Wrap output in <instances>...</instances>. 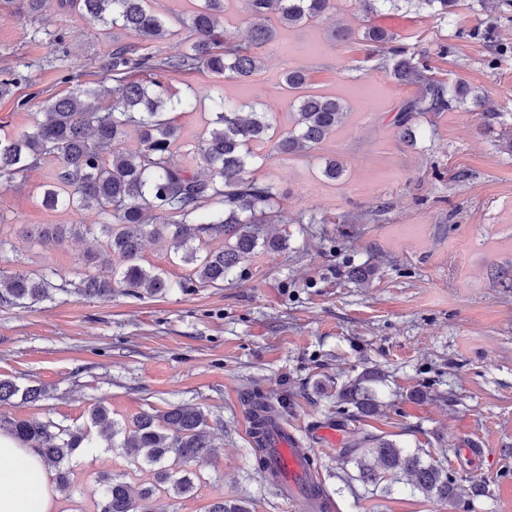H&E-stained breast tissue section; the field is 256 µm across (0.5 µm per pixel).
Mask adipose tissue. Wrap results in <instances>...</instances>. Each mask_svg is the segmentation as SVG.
I'll list each match as a JSON object with an SVG mask.
<instances>
[{"mask_svg":"<svg viewBox=\"0 0 512 512\" xmlns=\"http://www.w3.org/2000/svg\"><path fill=\"white\" fill-rule=\"evenodd\" d=\"M53 474L36 449L0 430V512H54Z\"/></svg>","mask_w":512,"mask_h":512,"instance_id":"ef3b65f1","label":"adipose tissue"}]
</instances>
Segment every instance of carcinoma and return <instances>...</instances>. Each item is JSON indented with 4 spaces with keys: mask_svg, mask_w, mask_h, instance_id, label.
Wrapping results in <instances>:
<instances>
[{
    "mask_svg": "<svg viewBox=\"0 0 512 512\" xmlns=\"http://www.w3.org/2000/svg\"><path fill=\"white\" fill-rule=\"evenodd\" d=\"M424 5L447 16L457 0H359L366 15L398 2ZM100 22L112 36V55L102 70L112 76V86L80 85L47 104L26 130L0 136V184L22 187L29 175L49 158L56 166L42 185L41 203L48 209L95 210L104 217L98 224H73L70 233L99 232L105 239L107 269L92 273L78 268L74 278L56 284L45 276L23 272L0 274V305L34 303L52 292L74 293L107 300L120 284L143 288L152 295L171 287L163 272L141 264L147 238L168 241L181 262L192 272L179 283L183 289L224 282L249 254L261 247L270 251L287 248L283 236L265 237L261 224L279 222V193L269 181L251 176L258 159L253 147L270 144L267 157L303 155L321 146L342 119L343 103L327 96L302 93L310 81L307 70L290 69L283 80L297 103V121L286 132L277 131L270 113L245 103L224 108V100L211 93L213 119L192 148L187 150L193 169L177 164L180 128L172 113L195 109L200 91L184 95L172 91L171 80L180 74L206 71L227 79L245 81L259 68L257 50L270 43L279 27L321 22L336 10L335 0H245L253 24L242 42L224 29V0H199L187 16L176 20L179 29L152 8V0H57ZM332 38L349 42L360 39L388 51L380 68L393 79L415 85L418 92L399 107L394 125L403 141L412 145L418 120L430 112H445L457 97L471 93L461 83L448 84L428 75V64L407 53L400 36L371 22L361 35L341 27ZM174 39L166 51L149 52L145 43ZM135 131L139 148L128 153L123 142ZM223 238L213 250L209 241ZM365 375L345 387L340 400L369 416L380 404L362 382ZM33 402L45 392L30 386L20 390L0 378V406L17 395ZM91 428H63L51 420L0 417L20 441L31 443L50 469L56 488L69 489L75 452L80 448L106 447L120 452L132 464L156 472L157 485L135 489L120 476L104 481L99 512H152L149 500L163 489L188 494L193 488L192 467L211 456L209 423L203 411L173 405L161 412H142L134 428L124 435L110 411L94 404L89 410ZM123 439H118V435ZM370 447L353 445L339 455L353 461L359 479L377 485L400 473L413 477V486L426 497L442 501L456 495L455 484L442 464L426 461L381 437L372 436Z\"/></svg>",
    "mask_w": 512,
    "mask_h": 512,
    "instance_id": "obj_1",
    "label": "carcinoma"
}]
</instances>
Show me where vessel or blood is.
Segmentation results:
<instances>
[{
    "mask_svg": "<svg viewBox=\"0 0 512 512\" xmlns=\"http://www.w3.org/2000/svg\"><path fill=\"white\" fill-rule=\"evenodd\" d=\"M265 440L267 467L277 474L279 487L299 493L308 512H317V480L307 464L311 449L302 447L298 438L278 421L268 423Z\"/></svg>",
    "mask_w": 512,
    "mask_h": 512,
    "instance_id": "vessel-or-blood-1",
    "label": "vessel or blood"
}]
</instances>
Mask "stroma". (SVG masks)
Here are the masks:
<instances>
[{"mask_svg":"<svg viewBox=\"0 0 512 512\" xmlns=\"http://www.w3.org/2000/svg\"><path fill=\"white\" fill-rule=\"evenodd\" d=\"M369 20L427 56L437 78L484 95V107L454 101L421 120L415 145L404 144L393 116L414 86L391 80L373 46L330 35L332 25L358 30ZM62 29L59 46L53 36ZM111 52V37L78 11L0 0V79L24 76L0 95V126L25 129L73 84L95 87ZM261 55L250 80L201 71L176 76L172 88L262 104L282 130L295 117L282 83L289 69L308 70L312 93L344 101L320 148L272 160L268 145L258 148L253 173L275 184L286 218L264 231L287 236V249H256L223 285L185 291L178 284L187 266L149 239L143 264L173 282L165 294L118 287L107 301L56 292L0 307V378L46 391L38 402L14 398L0 413L74 429L89 426L94 403L125 426L145 411L192 405L208 417L212 459L199 467L194 493L156 492L153 512H207L222 498L250 512H301L258 471L248 430L257 392L313 449L333 512H512V152L500 145L502 123L483 117L499 112L512 123V0H460L448 21L404 6L369 19L359 0H336L330 20L280 28ZM330 156L344 164L336 180L323 174ZM51 169L31 172L23 187L0 186V238L9 243L0 272L67 277L100 249L89 236L40 242L44 226L99 220L93 210L42 207ZM366 267L373 277L352 279ZM369 370L379 374L372 388L382 406L371 418L337 398ZM322 427L336 430L335 446L323 447ZM370 435L445 460L461 495L425 497L406 475L362 483L337 451ZM468 448L485 449V458L468 461ZM117 475L137 487L155 482L118 453L80 449L56 512H97L104 481ZM477 480L486 494L470 492Z\"/></svg>","mask_w":512,"mask_h":512,"instance_id":"35a3bbf8","label":"stroma"}]
</instances>
